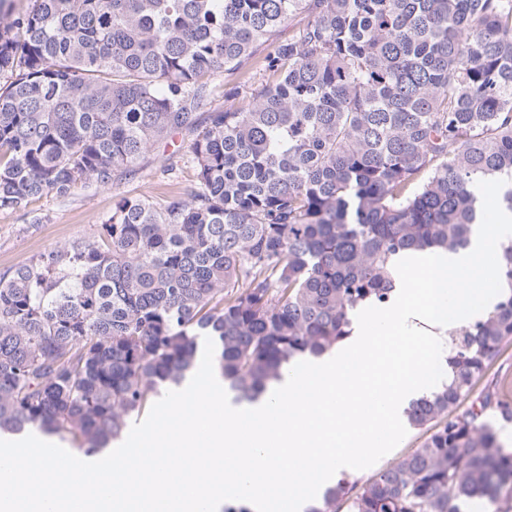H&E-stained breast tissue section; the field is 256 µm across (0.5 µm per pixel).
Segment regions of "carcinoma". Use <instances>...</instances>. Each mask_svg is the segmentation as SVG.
I'll use <instances>...</instances> for the list:
<instances>
[{
	"mask_svg": "<svg viewBox=\"0 0 512 512\" xmlns=\"http://www.w3.org/2000/svg\"><path fill=\"white\" fill-rule=\"evenodd\" d=\"M0 0V210L136 171L198 127L210 77L250 62L189 146L193 184L121 197L95 238L0 273V431L89 453L195 366L253 402L350 334L408 249L468 246L480 180L512 210V0ZM305 15L285 40L276 31ZM508 294L449 333L451 374L416 402L424 444L311 512H460L512 493V423L475 380L512 339ZM470 405L461 414L463 402Z\"/></svg>",
	"mask_w": 512,
	"mask_h": 512,
	"instance_id": "obj_1",
	"label": "carcinoma"
}]
</instances>
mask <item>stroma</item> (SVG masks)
I'll return each instance as SVG.
<instances>
[{
    "label": "stroma",
    "mask_w": 512,
    "mask_h": 512,
    "mask_svg": "<svg viewBox=\"0 0 512 512\" xmlns=\"http://www.w3.org/2000/svg\"><path fill=\"white\" fill-rule=\"evenodd\" d=\"M196 134L178 133L156 143L142 157L135 174H117L113 187L85 183L68 196L48 195L18 210L0 211V273L77 237L97 236L117 197L149 196L163 200L189 188L191 167L169 173L171 158L185 154Z\"/></svg>",
    "instance_id": "obj_1"
}]
</instances>
